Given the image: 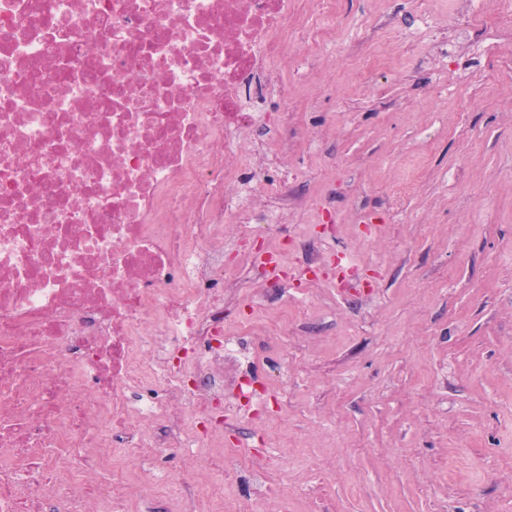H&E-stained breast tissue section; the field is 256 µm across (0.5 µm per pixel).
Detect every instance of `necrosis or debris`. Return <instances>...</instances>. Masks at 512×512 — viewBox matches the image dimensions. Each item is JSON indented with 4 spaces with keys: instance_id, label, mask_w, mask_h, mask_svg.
<instances>
[{
    "instance_id": "1",
    "label": "necrosis or debris",
    "mask_w": 512,
    "mask_h": 512,
    "mask_svg": "<svg viewBox=\"0 0 512 512\" xmlns=\"http://www.w3.org/2000/svg\"><path fill=\"white\" fill-rule=\"evenodd\" d=\"M490 12L512 30V0H460L457 24ZM335 24V0H0V512H224L238 481L241 512L266 498L272 449L238 458L224 429L267 409L241 348L271 332L225 315L260 295L224 255L288 221L267 102ZM246 260L283 296L344 274Z\"/></svg>"
}]
</instances>
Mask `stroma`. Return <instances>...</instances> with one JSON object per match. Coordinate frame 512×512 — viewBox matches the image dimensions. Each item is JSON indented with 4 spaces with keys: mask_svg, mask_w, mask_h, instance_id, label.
Instances as JSON below:
<instances>
[{
    "mask_svg": "<svg viewBox=\"0 0 512 512\" xmlns=\"http://www.w3.org/2000/svg\"><path fill=\"white\" fill-rule=\"evenodd\" d=\"M436 28L392 56L372 91L347 58L316 87L284 74L298 202L249 251L315 237L325 263L352 259L347 290L304 283V313L269 353L288 355V408L242 425L241 450L278 466L257 512H512V70L488 73ZM409 0H336L344 40H391ZM448 57L440 77L436 60ZM412 191L395 194L404 180ZM455 461V475L446 471Z\"/></svg>",
    "mask_w": 512,
    "mask_h": 512,
    "instance_id": "stroma-1",
    "label": "stroma"
}]
</instances>
